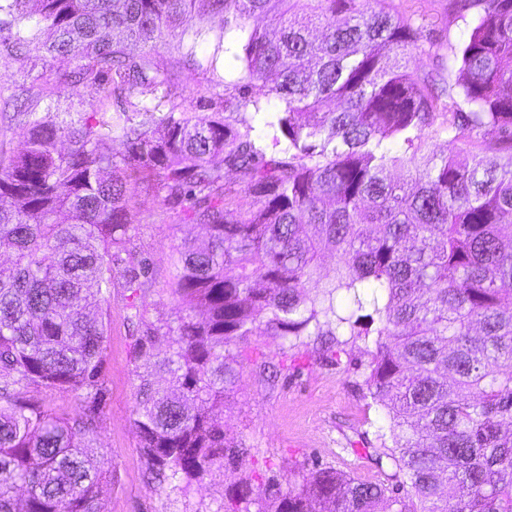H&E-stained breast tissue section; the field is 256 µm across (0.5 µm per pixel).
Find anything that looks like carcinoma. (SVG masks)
I'll list each match as a JSON object with an SVG mask.
<instances>
[{"label": "carcinoma", "instance_id": "obj_1", "mask_svg": "<svg viewBox=\"0 0 512 512\" xmlns=\"http://www.w3.org/2000/svg\"><path fill=\"white\" fill-rule=\"evenodd\" d=\"M1 13L12 46L36 51L59 84L106 81L105 97L125 100L98 118L25 112L20 149L0 158V512H108L112 470L92 434L123 263L142 326L134 363L166 382L142 377L136 391L159 483L184 490L249 453L224 434L240 374L231 347L341 328L373 344L361 389L389 420L375 464L393 472L371 482L315 467L285 491L241 486L224 512H512V0H448L468 36L448 44L445 77L408 67L441 44L393 0H0ZM211 33L212 54L198 55ZM228 33L241 62L231 82L217 75ZM162 49L242 93L245 109L278 99L272 144L244 119L178 111ZM160 88L163 115L139 100ZM139 183L188 201L185 219L205 229L170 258L167 290L182 303L170 321L146 319L139 300L156 278L122 257ZM47 389L82 410L49 413L35 397Z\"/></svg>", "mask_w": 512, "mask_h": 512}]
</instances>
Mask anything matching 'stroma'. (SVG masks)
Segmentation results:
<instances>
[{
  "mask_svg": "<svg viewBox=\"0 0 512 512\" xmlns=\"http://www.w3.org/2000/svg\"><path fill=\"white\" fill-rule=\"evenodd\" d=\"M394 4L412 16L427 36L454 45L465 38L463 24L448 20V0H394ZM164 63L178 77L186 111H220L229 120L243 116L262 132L278 107L273 99L266 111L243 112L237 92L211 85L177 55L165 56ZM31 87L76 112H90L103 96L101 87L91 82L56 86L48 68L32 53L1 51L0 154L19 147L22 130L15 115L35 110L27 93ZM130 205L140 221L131 246L157 270L156 284L145 300L146 316L163 321L175 306L165 286L170 257L183 241L204 239L205 231L185 221L186 203L168 199L165 192L137 193ZM126 296L125 289L113 288L111 332L102 369L104 398L94 432L97 445L112 462V480L102 487L108 512H224L228 492L240 483L258 486L271 478L283 482L315 465L346 471L362 481L380 480L374 464L380 451L376 436L387 428L388 420L384 409L358 388L369 361L363 338L308 336L294 345L277 336H254L232 350L242 365L241 376L224 410L225 434L246 439L250 456L214 469L184 492L159 486L148 472L134 425L138 378L151 370L131 362Z\"/></svg>",
  "mask_w": 512,
  "mask_h": 512,
  "instance_id": "stroma-1",
  "label": "stroma"
}]
</instances>
